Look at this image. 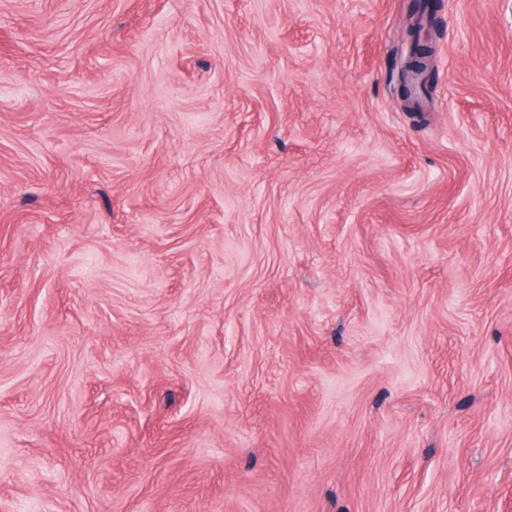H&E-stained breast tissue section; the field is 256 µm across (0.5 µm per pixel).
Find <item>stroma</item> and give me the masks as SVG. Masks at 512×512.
Returning <instances> with one entry per match:
<instances>
[{
  "mask_svg": "<svg viewBox=\"0 0 512 512\" xmlns=\"http://www.w3.org/2000/svg\"><path fill=\"white\" fill-rule=\"evenodd\" d=\"M0 0V512H512V0Z\"/></svg>",
  "mask_w": 512,
  "mask_h": 512,
  "instance_id": "1",
  "label": "stroma"
}]
</instances>
